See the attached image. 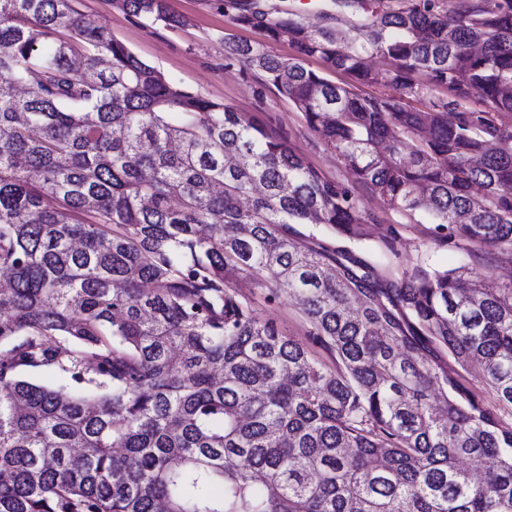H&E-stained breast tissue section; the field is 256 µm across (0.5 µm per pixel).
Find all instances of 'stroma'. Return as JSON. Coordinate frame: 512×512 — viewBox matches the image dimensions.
I'll return each mask as SVG.
<instances>
[{"label":"stroma","mask_w":512,"mask_h":512,"mask_svg":"<svg viewBox=\"0 0 512 512\" xmlns=\"http://www.w3.org/2000/svg\"><path fill=\"white\" fill-rule=\"evenodd\" d=\"M75 6L177 84L253 117L270 134L302 154L326 179L350 181L349 172L333 149L310 130L302 113L288 99L266 88L259 73L225 57V41L259 42L264 33L257 27H237L225 11L224 0H168L170 13L183 21L176 29L160 23L144 26L112 0H76ZM360 199L363 207L379 218L378 223L367 225L363 247L375 257H388L397 272L449 270L474 261L467 251L435 241L427 222L410 218L369 194H361ZM233 285L242 296L254 300L262 320L307 342L305 320L288 297L269 305L250 280L237 278Z\"/></svg>","instance_id":"obj_1"}]
</instances>
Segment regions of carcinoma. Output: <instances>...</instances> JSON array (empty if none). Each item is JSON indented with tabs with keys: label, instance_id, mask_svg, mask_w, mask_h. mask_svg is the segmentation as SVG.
<instances>
[{
	"label": "carcinoma",
	"instance_id": "carcinoma-1",
	"mask_svg": "<svg viewBox=\"0 0 512 512\" xmlns=\"http://www.w3.org/2000/svg\"><path fill=\"white\" fill-rule=\"evenodd\" d=\"M74 2L0 0V512H512V424L463 381L479 369L512 410V284L394 277L350 247L377 222L363 189L512 259V0H377L346 48L225 0L233 23L288 37L291 57L224 50L350 186ZM113 2L181 25L166 0ZM240 277L293 297L333 366L263 321Z\"/></svg>",
	"mask_w": 512,
	"mask_h": 512
}]
</instances>
